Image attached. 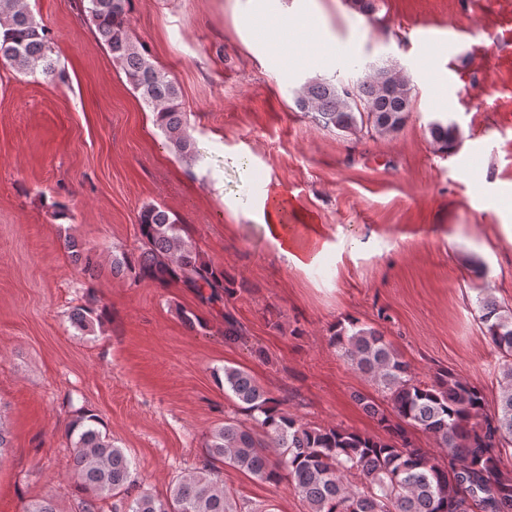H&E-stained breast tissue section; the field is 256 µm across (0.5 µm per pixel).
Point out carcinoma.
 <instances>
[{
    "mask_svg": "<svg viewBox=\"0 0 512 512\" xmlns=\"http://www.w3.org/2000/svg\"><path fill=\"white\" fill-rule=\"evenodd\" d=\"M85 2L99 39L140 92L171 152L193 159L180 88L132 36V0ZM0 29L1 67L38 72L48 81L63 77L53 42L26 0H0ZM412 101L409 81L384 64L352 85L310 81L300 89L296 106L325 128L355 132L365 127L390 135L404 125ZM429 134L439 150H454V123L435 120ZM137 224L141 246L113 257L112 275L161 287L180 284L209 310L221 309L224 298L243 287L203 256L186 226L166 208L142 207ZM65 246L84 275L95 278L100 268L96 252L73 239ZM478 306L486 336L502 359L493 412L485 409L482 389L450 370L415 378L379 330L350 319L333 328L330 341L385 394L386 408L371 397H357L383 434L311 426L284 409L250 373L226 366L216 380L232 394L241 417H228L210 431L205 441L209 460L180 476L164 497L141 487L132 459L112 442L97 414L79 411L69 424L79 512H103L100 502L109 498L111 512H240L224 489L226 466L271 483L287 480L307 512H512V475L502 467L503 451L512 448V309L490 292L478 298ZM71 321L83 335L103 326L102 315L91 306L74 309ZM242 340V324L224 314V341ZM411 428L445 449V460L436 461L420 447Z\"/></svg>",
    "mask_w": 512,
    "mask_h": 512,
    "instance_id": "1",
    "label": "carcinoma"
}]
</instances>
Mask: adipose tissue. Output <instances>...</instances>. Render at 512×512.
I'll use <instances>...</instances> for the list:
<instances>
[{
    "label": "adipose tissue",
    "mask_w": 512,
    "mask_h": 512,
    "mask_svg": "<svg viewBox=\"0 0 512 512\" xmlns=\"http://www.w3.org/2000/svg\"><path fill=\"white\" fill-rule=\"evenodd\" d=\"M244 24L261 29L268 40V53L287 54L288 37L292 34L302 36L301 59L309 66L322 64L331 53L329 43L314 36L315 24L310 17H290L274 9L260 17L245 18ZM287 207L288 199L281 188H269L255 207L254 218L263 227L278 258L294 267L304 268L317 261L328 244L316 235L308 236L306 243H299L291 225L283 220Z\"/></svg>",
    "instance_id": "obj_1"
}]
</instances>
